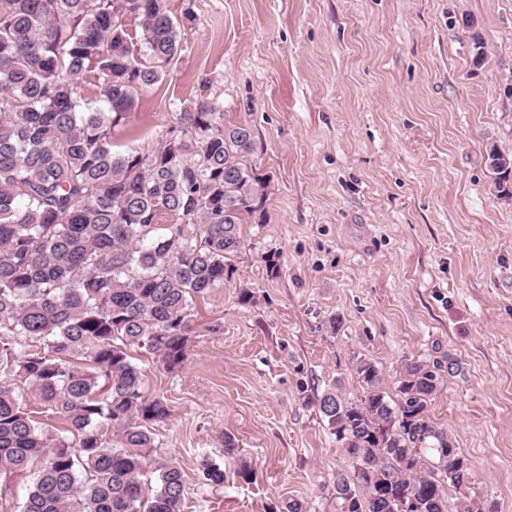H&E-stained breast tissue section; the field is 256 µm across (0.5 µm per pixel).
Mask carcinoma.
<instances>
[{"instance_id": "1", "label": "carcinoma", "mask_w": 512, "mask_h": 512, "mask_svg": "<svg viewBox=\"0 0 512 512\" xmlns=\"http://www.w3.org/2000/svg\"><path fill=\"white\" fill-rule=\"evenodd\" d=\"M127 17L139 21V52ZM183 18L167 0H0V365H17L45 408L36 420L0 384V476L42 462L21 512H183L180 466H159L145 492L154 425L169 409L145 394L130 349L169 371L184 364L192 300L232 277L240 225L266 197L265 178L242 163L251 127L224 124L207 97L181 109L154 153L112 152V125L166 75L194 20ZM90 70L95 107L80 81ZM488 160L511 199L512 156L492 147ZM166 213L178 222L158 223ZM355 373L360 400L334 389L304 399L352 458L333 481L340 512H448L446 487L466 493L472 474L428 414L436 372L407 361L396 407L372 362L357 360ZM200 467L204 484L224 485L220 466Z\"/></svg>"}]
</instances>
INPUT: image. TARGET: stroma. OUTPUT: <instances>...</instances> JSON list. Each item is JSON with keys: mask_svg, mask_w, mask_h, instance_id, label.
<instances>
[{"mask_svg": "<svg viewBox=\"0 0 512 512\" xmlns=\"http://www.w3.org/2000/svg\"><path fill=\"white\" fill-rule=\"evenodd\" d=\"M168 6L195 20L113 128L114 150L151 154L180 108L208 96L251 127L245 164L268 187L232 279L192 304L184 366L133 352L146 395L170 408L145 482L172 461L184 512H338L333 481L352 459L299 386L358 400L362 358L395 405L413 359L442 379L429 412L469 459L471 495L512 512V202L487 162L489 146L512 151V0ZM205 458L223 486H202Z\"/></svg>", "mask_w": 512, "mask_h": 512, "instance_id": "35a3bbf8", "label": "stroma"}]
</instances>
